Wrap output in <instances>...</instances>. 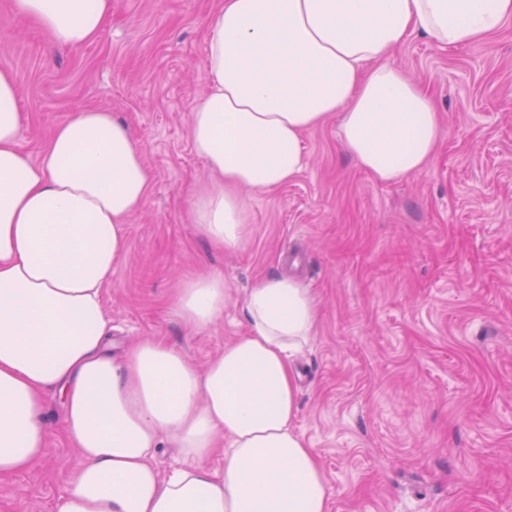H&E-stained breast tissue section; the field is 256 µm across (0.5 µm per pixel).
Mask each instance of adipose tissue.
<instances>
[{"instance_id":"adipose-tissue-1","label":"adipose tissue","mask_w":512,"mask_h":512,"mask_svg":"<svg viewBox=\"0 0 512 512\" xmlns=\"http://www.w3.org/2000/svg\"><path fill=\"white\" fill-rule=\"evenodd\" d=\"M13 12L75 48L99 35L112 0H13ZM511 19L512 0H221L211 87L189 113L193 151L217 179L191 201L200 236L239 246L243 190L291 182L302 136L334 115L374 180L423 172L441 116L391 51L419 32L473 45ZM21 121L16 80L0 70V474L45 457L53 391L83 460L54 512H328L325 474L293 427L291 358L315 334L311 294L285 276L259 280L244 298L248 333L202 368L159 337L113 357L101 294L149 193L143 144L111 113L81 110L34 162L16 148ZM229 298L214 270L182 282L175 313L201 331ZM160 448L178 451L164 476L152 462Z\"/></svg>"}]
</instances>
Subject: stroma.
Here are the masks:
<instances>
[{
  "mask_svg": "<svg viewBox=\"0 0 512 512\" xmlns=\"http://www.w3.org/2000/svg\"><path fill=\"white\" fill-rule=\"evenodd\" d=\"M11 5L0 0V70L18 86L17 149L39 160L83 108L112 113L144 145L151 188L102 289L113 345L162 336L205 366L247 333L256 280L295 277L319 323L295 361L294 428L325 473L328 512H512V20L472 46L415 35L391 53L442 116L423 172L375 182L329 120L304 135L294 181L246 193L250 234L223 251L189 218L211 179L188 114L211 83L217 0H113L94 40L56 51ZM204 267L223 271L231 301L193 333L174 295ZM44 422L48 453L0 476V512H53L81 466L56 393Z\"/></svg>",
  "mask_w": 512,
  "mask_h": 512,
  "instance_id": "35a3bbf8",
  "label": "stroma"
}]
</instances>
